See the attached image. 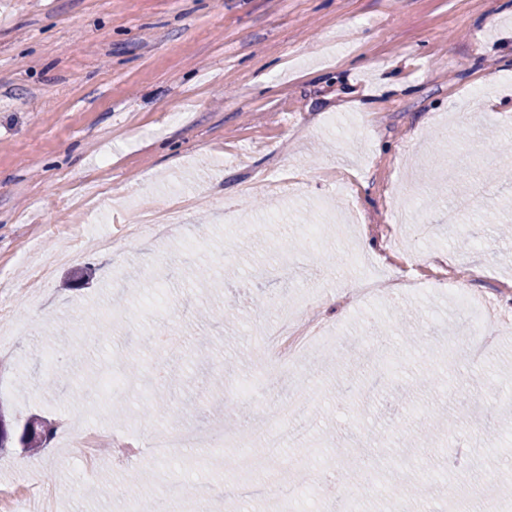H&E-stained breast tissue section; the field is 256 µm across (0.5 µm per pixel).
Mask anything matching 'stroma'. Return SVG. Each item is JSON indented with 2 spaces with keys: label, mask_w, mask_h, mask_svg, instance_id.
Masks as SVG:
<instances>
[{
  "label": "stroma",
  "mask_w": 512,
  "mask_h": 512,
  "mask_svg": "<svg viewBox=\"0 0 512 512\" xmlns=\"http://www.w3.org/2000/svg\"><path fill=\"white\" fill-rule=\"evenodd\" d=\"M498 71L512 73V0H0V290L33 300L22 327H0V407L14 434L33 415L56 427L38 454L0 450V488L25 461L56 486V512H128L172 488L297 472L298 512H325L329 433L422 484L410 512L451 499L512 512L497 488L512 451V336L470 357L457 346L468 313L447 288L386 299L391 268L352 256L384 244L355 225L405 223L412 251L481 264L486 295L512 317L500 292L512 277V153L496 147L512 134V80H478ZM479 184L478 208L442 224ZM197 194L166 235L123 236L138 204ZM81 205L108 214L110 250L78 249L87 225L57 222ZM35 265L51 278H34ZM310 284L339 342L313 353L302 444L244 474L234 447L148 472L103 452L86 472L71 443L88 427L146 451L173 420L209 434L274 419L273 404L256 409L237 387L271 373L264 328ZM228 305V325L196 314ZM367 333L388 346L415 336L418 349L368 357ZM50 349L92 383L107 353L116 375L128 360L170 367L176 419L137 397H58L38 381ZM428 372L459 392L423 389ZM452 436L476 445L472 465L449 469Z\"/></svg>",
  "instance_id": "obj_1"
}]
</instances>
